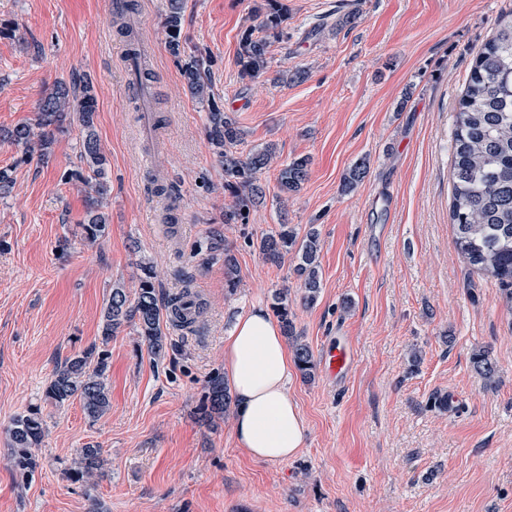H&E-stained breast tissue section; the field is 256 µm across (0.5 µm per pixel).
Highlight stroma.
I'll list each match as a JSON object with an SVG mask.
<instances>
[{
	"mask_svg": "<svg viewBox=\"0 0 512 512\" xmlns=\"http://www.w3.org/2000/svg\"><path fill=\"white\" fill-rule=\"evenodd\" d=\"M0 0V128L31 121L59 81H92L96 129L111 187L108 233L90 243L77 169L79 133L59 137L48 161L24 159L0 140L13 171L0 197V512H512V308L498 283L458 254L450 223L451 132L477 52L512 0H285L290 39L274 44L271 71H303L288 84L241 79L242 32L261 0H184L186 48L212 57L215 97L242 132L240 151L267 145L276 166L261 181L264 205L243 224L223 221L230 197L206 135L207 109L187 91L181 61L161 26L166 0ZM354 24L337 27L345 12ZM142 42L156 79L150 133L135 110L122 22ZM309 157L302 189L279 204L280 164ZM369 161L352 192L342 178ZM166 192H157V185ZM179 221L165 224L170 205ZM320 233L321 291L302 302L293 259L267 263L257 243L275 224ZM219 227L239 281L227 292L223 263H202L197 243ZM153 264L162 296L182 277L203 302L194 331L169 327L153 360L133 327L108 345L110 408L90 421L79 402L48 403L45 387L67 357L101 343L113 282L134 286ZM287 289L296 332L321 356L326 337L351 340L342 384L293 371L288 392L307 425L288 461L266 463L237 448L232 417L207 422L208 376L224 369L233 318L271 308ZM485 349L487 382L471 363ZM455 392L460 410L434 404ZM40 409L45 436L19 481L8 429ZM102 452L93 486L69 471L83 446Z\"/></svg>",
	"mask_w": 512,
	"mask_h": 512,
	"instance_id": "1",
	"label": "stroma"
}]
</instances>
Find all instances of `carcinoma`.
<instances>
[{
  "label": "carcinoma",
  "instance_id": "1",
  "mask_svg": "<svg viewBox=\"0 0 512 512\" xmlns=\"http://www.w3.org/2000/svg\"><path fill=\"white\" fill-rule=\"evenodd\" d=\"M288 6L281 0H264L254 8L257 24L241 35L237 66L241 78L252 81L265 77L270 47L288 40L284 26ZM183 0H167L162 27L171 55L185 52L182 41ZM260 35H255V32ZM131 48L133 76L140 96H145L152 76L143 64V53L136 31L125 26ZM211 60L200 56L182 69V77L190 94L210 102L206 131L220 165L227 177L225 187L235 197L233 205L224 209V223L244 224L250 209L266 199V186L260 175L272 166L275 151L272 147L255 149L243 155L237 152L241 131L232 115L214 101L208 73ZM97 101L91 83L76 91L65 82L57 83L37 103L34 123H22L3 134V139L21 146L24 154L39 151L40 159L58 138L76 127L81 133L79 157L82 166L70 177L88 188L87 219L82 235L88 242L102 239L107 230V217L101 203L109 192L105 180L106 156L95 127ZM453 171L450 220L455 243L466 262L474 269L495 279L508 304L512 305V19L498 21L491 37L475 57L455 112L452 138ZM310 159L301 156L282 165L278 171L276 199L280 202L298 193L308 177ZM366 161L355 162L344 174L342 189L350 192L366 177ZM262 257L272 265L284 262L293 255V272L301 284L302 299L308 304L317 301L321 290L319 264V232L309 225L304 235L284 222L275 225L260 238ZM206 257L203 261L224 262L227 286L237 288L234 278L236 258L231 247L217 229L207 231ZM142 275L134 292L115 282L103 308L101 344L107 345L125 326H133L137 335L155 359L161 358L167 345L166 324L172 316L180 315L182 300L189 289L164 299L156 288L157 275L153 266L141 265ZM272 308L284 335L292 338L295 361L305 379L313 376L315 362L310 347L294 337L293 314L288 289L272 293ZM475 370L491 381L496 365L484 350L472 353ZM108 353L105 349L90 348L66 359L54 371L45 389L46 398L62 405L79 399L85 415L94 421L110 408V389L107 383ZM230 395L224 376L215 373L208 379L207 393L200 407L206 417L225 416L230 411ZM45 435L44 421L37 411L16 417L10 429L13 448L11 464L21 476L36 465L33 449ZM101 468V449L87 444L81 448L70 477L87 483Z\"/></svg>",
  "mask_w": 512,
  "mask_h": 512
}]
</instances>
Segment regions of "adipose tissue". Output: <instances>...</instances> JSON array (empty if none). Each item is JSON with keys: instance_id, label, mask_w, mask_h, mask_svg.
Here are the masks:
<instances>
[{"instance_id": "1", "label": "adipose tissue", "mask_w": 512, "mask_h": 512, "mask_svg": "<svg viewBox=\"0 0 512 512\" xmlns=\"http://www.w3.org/2000/svg\"><path fill=\"white\" fill-rule=\"evenodd\" d=\"M293 370L282 330L263 307L235 318L224 338V378L235 400V441L255 460H288L305 443V420L288 392Z\"/></svg>"}]
</instances>
